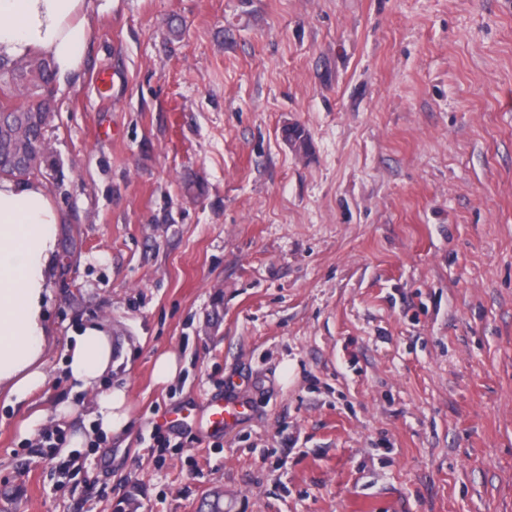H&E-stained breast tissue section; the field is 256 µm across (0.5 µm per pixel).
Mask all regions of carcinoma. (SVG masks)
Masks as SVG:
<instances>
[{
    "mask_svg": "<svg viewBox=\"0 0 512 512\" xmlns=\"http://www.w3.org/2000/svg\"><path fill=\"white\" fill-rule=\"evenodd\" d=\"M53 66L46 57H0V95L30 94L36 100L13 107L0 102V179H38L48 175L53 157L41 154L44 129L52 110Z\"/></svg>",
    "mask_w": 512,
    "mask_h": 512,
    "instance_id": "1",
    "label": "carcinoma"
}]
</instances>
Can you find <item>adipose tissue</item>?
I'll list each match as a JSON object with an SVG mask.
<instances>
[{"label":"adipose tissue","instance_id":"obj_1","mask_svg":"<svg viewBox=\"0 0 512 512\" xmlns=\"http://www.w3.org/2000/svg\"><path fill=\"white\" fill-rule=\"evenodd\" d=\"M91 0H0V55L21 60L39 54L60 74L78 71L86 48ZM59 212L33 179H0V396L27 400L47 383L48 279L58 254ZM64 370L75 390L95 391L90 412L98 435L116 436L129 424L127 393L101 389L115 363L105 323L69 335Z\"/></svg>","mask_w":512,"mask_h":512}]
</instances>
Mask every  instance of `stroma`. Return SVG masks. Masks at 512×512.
<instances>
[{
    "label": "stroma",
    "mask_w": 512,
    "mask_h": 512,
    "mask_svg": "<svg viewBox=\"0 0 512 512\" xmlns=\"http://www.w3.org/2000/svg\"><path fill=\"white\" fill-rule=\"evenodd\" d=\"M87 19L45 134L49 378L0 405V512H512V0ZM87 320L130 425L68 453L46 439L84 429L60 358ZM231 381L250 417L204 434L196 407ZM180 369L176 354L161 355L154 363V379L157 383L169 384L177 378Z\"/></svg>",
    "instance_id": "35a3bbf8"
}]
</instances>
